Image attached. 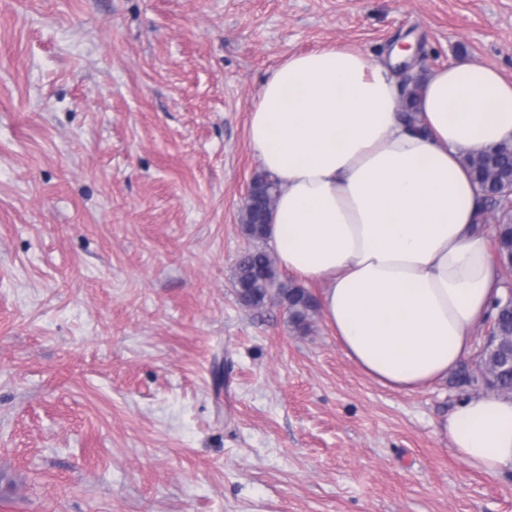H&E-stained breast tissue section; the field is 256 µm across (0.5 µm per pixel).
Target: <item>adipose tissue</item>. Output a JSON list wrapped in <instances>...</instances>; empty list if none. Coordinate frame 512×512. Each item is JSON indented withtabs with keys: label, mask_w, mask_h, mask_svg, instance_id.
Instances as JSON below:
<instances>
[{
	"label": "adipose tissue",
	"mask_w": 512,
	"mask_h": 512,
	"mask_svg": "<svg viewBox=\"0 0 512 512\" xmlns=\"http://www.w3.org/2000/svg\"><path fill=\"white\" fill-rule=\"evenodd\" d=\"M389 63L323 46L288 56L247 127L280 194L268 240L280 266L317 289L342 351L369 379L416 391L447 377L501 294L463 151L512 142V79L468 62L421 82L409 127ZM441 431L487 475L512 470V399L468 397Z\"/></svg>",
	"instance_id": "1"
}]
</instances>
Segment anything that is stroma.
<instances>
[{
	"label": "stroma",
	"mask_w": 512,
	"mask_h": 512,
	"mask_svg": "<svg viewBox=\"0 0 512 512\" xmlns=\"http://www.w3.org/2000/svg\"><path fill=\"white\" fill-rule=\"evenodd\" d=\"M512 79V0H0V512H512L440 426L233 287L288 55Z\"/></svg>",
	"instance_id": "35a3bbf8"
}]
</instances>
